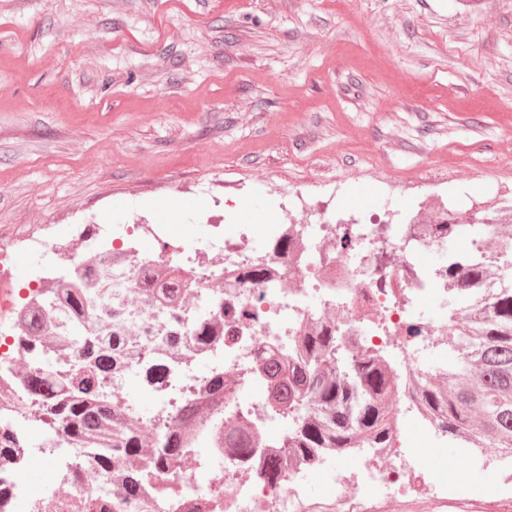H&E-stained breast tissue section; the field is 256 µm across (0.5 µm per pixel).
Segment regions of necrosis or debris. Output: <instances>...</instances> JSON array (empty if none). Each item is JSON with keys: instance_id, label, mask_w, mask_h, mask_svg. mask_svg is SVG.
I'll list each match as a JSON object with an SVG mask.
<instances>
[{"instance_id": "obj_1", "label": "necrosis or debris", "mask_w": 512, "mask_h": 512, "mask_svg": "<svg viewBox=\"0 0 512 512\" xmlns=\"http://www.w3.org/2000/svg\"><path fill=\"white\" fill-rule=\"evenodd\" d=\"M341 203L321 201L316 222L289 219L266 225L255 235L249 225L232 229L213 225L208 249L216 273L224 277V347L194 358L190 366L172 365L182 382L223 369L229 383L224 393V424L248 422L260 443L238 457L212 450L207 473L190 468L175 492L167 496L165 512H184L194 499L218 501L224 512H300L298 487L306 468L294 470L276 487L257 475L266 451H287L288 439L276 418L266 415L264 383L257 370L263 355L290 353V340L306 325L326 318L347 348L373 351L391 366L400 389H408L413 371L426 354L448 350V259L459 254L483 257L486 263L512 257V240L499 235L512 222V205L493 211L479 241L456 248L437 236L434 225L447 223V206L429 211L415 202L405 223H395L381 211L342 219ZM355 243L344 250V235ZM436 255L426 263L427 255ZM265 275L254 279L250 272ZM417 323L418 336L407 335ZM412 407L394 406L389 447L360 446L338 455L326 478L336 492V512H366L368 504L429 501L442 512L453 507L459 486L426 487L425 474L435 465L411 446L407 423Z\"/></svg>"}]
</instances>
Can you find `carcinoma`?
<instances>
[{
  "mask_svg": "<svg viewBox=\"0 0 512 512\" xmlns=\"http://www.w3.org/2000/svg\"><path fill=\"white\" fill-rule=\"evenodd\" d=\"M129 273L113 274L112 259L88 245L13 312L19 358L0 363V512H9L16 449L27 444L63 451L46 512L57 509L56 495L76 478L70 448L94 450L96 480L72 494L69 512H162L151 482L164 474L176 485L189 465L207 467L201 435L210 434L229 456L256 444L248 427L224 428L222 372L194 382L173 415L178 425L163 430L147 427L151 411L114 394L118 377L152 390L166 383L171 365L224 345V283L198 306L189 300L194 288L179 256L138 267L139 302L157 317L150 330L127 301ZM479 277L496 278L499 287L470 318L449 315L448 352L416 368L412 396L448 439L496 448L512 461V283L497 269L450 259L448 307L470 296L468 284ZM338 346L336 328L322 320L295 336L292 356L270 354L260 363L267 406L286 422L291 448L282 466L260 469L267 485L361 443L382 448L389 440L399 390L390 368L370 353L341 365ZM29 430L41 431L42 439L31 442Z\"/></svg>",
  "mask_w": 512,
  "mask_h": 512,
  "instance_id": "carcinoma-1",
  "label": "carcinoma"
}]
</instances>
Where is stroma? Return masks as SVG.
I'll return each mask as SVG.
<instances>
[{
  "instance_id": "obj_1",
  "label": "stroma",
  "mask_w": 512,
  "mask_h": 512,
  "mask_svg": "<svg viewBox=\"0 0 512 512\" xmlns=\"http://www.w3.org/2000/svg\"><path fill=\"white\" fill-rule=\"evenodd\" d=\"M512 186V0H0V244L15 281L81 224L251 225ZM38 231L47 249L16 241ZM414 445L465 503L493 472Z\"/></svg>"
}]
</instances>
